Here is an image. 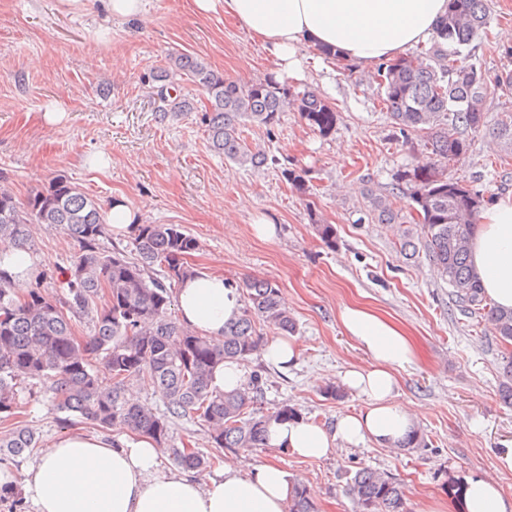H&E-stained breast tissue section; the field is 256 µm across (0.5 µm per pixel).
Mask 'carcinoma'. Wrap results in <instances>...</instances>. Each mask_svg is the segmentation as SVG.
Wrapping results in <instances>:
<instances>
[{"label":"carcinoma","instance_id":"obj_1","mask_svg":"<svg viewBox=\"0 0 512 512\" xmlns=\"http://www.w3.org/2000/svg\"><path fill=\"white\" fill-rule=\"evenodd\" d=\"M490 22L488 0H448L425 59L414 55L380 65L383 105L406 142L423 143L431 164L394 173L392 197L372 195L369 207L380 222L398 212L393 200H407L412 223L405 225L401 249L413 258L425 253L438 275L453 288L461 311L485 318L504 341H512V309L502 310L482 293L470 263L468 243L485 203L480 191L450 176L448 168L470 149L469 134L488 128L512 156V115L488 127L484 102L512 94V69L487 76L472 62V43ZM195 86L205 100L201 123L211 149L224 160L260 169L277 160L251 146L248 125L271 130L290 105L287 85L269 75L251 83L224 78L206 62L188 54H171L153 81L155 114L161 122L181 119L194 111V99L173 98L176 78ZM298 112L321 133L336 124V112L315 93L300 99ZM282 176L301 195L310 193L305 174L284 168ZM61 229L77 246L62 282V294L43 290L48 274L38 269L25 291L14 287L0 269V414L7 420L17 408L20 376L49 379L57 409L77 414L103 429L128 430L168 445L175 420H193L208 430L213 448L249 451L267 446V425L297 416L283 406L264 414L251 409L263 393L265 371L256 369L242 388L220 393L211 388L214 368L224 361L251 362L263 343L265 327L291 333L295 321L279 285L267 279L243 282L244 306L239 318L215 340L188 329L172 316L173 288L194 273L186 259L199 241L179 224H142L133 239L136 257L102 247L105 224L95 200L57 174L48 186L19 199L0 185V251H34L29 225ZM163 279L151 275L156 263ZM84 320L89 334L78 336L73 320ZM144 380L165 400L156 414L130 403L122 387ZM36 447L33 431L17 425L0 436V462ZM176 463L202 471L212 459L190 448L174 450ZM356 512H408L393 477L360 468L348 477ZM289 512H315L306 488H295Z\"/></svg>","mask_w":512,"mask_h":512}]
</instances>
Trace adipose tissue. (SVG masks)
<instances>
[{
  "instance_id": "ef3b65f1",
  "label": "adipose tissue",
  "mask_w": 512,
  "mask_h": 512,
  "mask_svg": "<svg viewBox=\"0 0 512 512\" xmlns=\"http://www.w3.org/2000/svg\"><path fill=\"white\" fill-rule=\"evenodd\" d=\"M198 13H224L269 52L276 71L294 77L301 53L329 46L364 68L397 58L435 32L447 0H191ZM471 261L488 299L512 309V195L483 208L471 241ZM181 323L218 338L241 302L220 274H201L177 290ZM340 323L368 363L347 370L344 385L364 406L326 428L299 418L274 421L268 443L304 459L333 455L338 446L366 441L393 447L411 433L416 414L397 402V368L412 363L413 345L392 319L342 305ZM161 452L147 440L79 432L61 436L25 470L32 512H286L294 479L275 463L241 470L224 463L208 482L160 467ZM464 512H512V498L480 474L464 479Z\"/></svg>"
}]
</instances>
